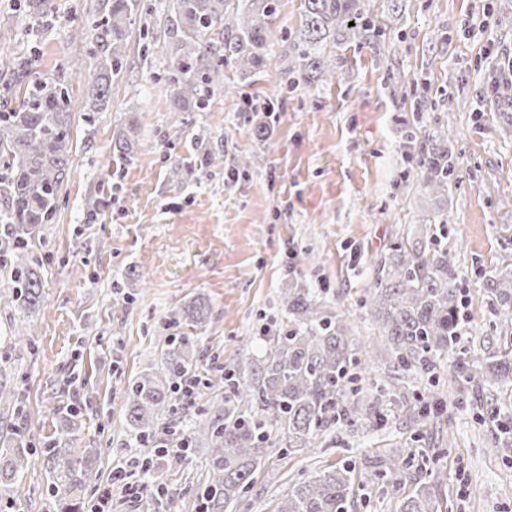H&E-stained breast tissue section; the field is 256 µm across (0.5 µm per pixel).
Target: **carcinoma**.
<instances>
[{"mask_svg":"<svg viewBox=\"0 0 512 512\" xmlns=\"http://www.w3.org/2000/svg\"><path fill=\"white\" fill-rule=\"evenodd\" d=\"M278 0H174V17L161 34L172 50L166 85L175 103L204 110L214 104L224 79V64L246 72L265 63L270 25ZM148 26L142 0H96L95 8L73 32L90 34L82 71L72 63L51 74L32 77L28 66L16 69L0 99V196L7 203L12 233L0 242L9 256L15 301L30 309L43 301L44 285L32 255V233L55 216L63 183L70 175L71 115L85 100L83 116L93 121L107 102L112 85L122 78L127 41L133 26ZM343 33L349 40L375 43L384 35L365 16L360 0H303L300 25L286 54L292 70L307 85L326 82L336 73V59L325 57L328 41ZM81 73L82 94H74L71 73ZM425 188L436 195L448 191L455 163L448 136L442 133L419 151ZM445 234L430 224L401 239L376 265L370 315L382 329L392 352L393 371L431 374L440 358L456 350L462 293ZM494 322L512 324V269L486 274ZM288 322L265 334L262 355L246 377L231 368L204 381L196 377L200 362L193 336L171 339L160 371L132 380L124 392L126 420L135 437L155 451L142 463L144 487L171 461L166 443L157 440L156 422L179 405L192 407L198 394L184 396L192 383L224 387V419L193 421L180 436L188 449L204 441L212 448L208 481L194 495L195 512H223L242 501L271 449L290 453L313 447L317 437L341 424L353 428L371 421L356 399H344L351 367L366 365L367 349L357 345L344 320L326 316L307 288H290L281 298ZM203 310L182 308L176 324L197 328ZM448 382L462 392L470 387L512 391V354L492 353L482 359L465 350L448 366ZM439 395L414 397L413 421L437 422ZM57 438L46 443L44 463L53 475L51 494L80 512L86 495L88 463L70 453ZM32 447L26 428L13 432L12 451L0 454V487L23 495V476ZM430 469V459H416L404 448L374 465L372 475L398 496L399 512H443L431 485L411 475ZM361 469L344 461L294 484L275 512H348Z\"/></svg>","mask_w":512,"mask_h":512,"instance_id":"1","label":"carcinoma"}]
</instances>
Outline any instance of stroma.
Instances as JSON below:
<instances>
[{"label":"stroma","mask_w":512,"mask_h":512,"mask_svg":"<svg viewBox=\"0 0 512 512\" xmlns=\"http://www.w3.org/2000/svg\"><path fill=\"white\" fill-rule=\"evenodd\" d=\"M95 0H44L42 15L0 0V87L18 60L32 75L85 61L73 36L76 17ZM383 29L375 44L327 43L336 72L327 83L297 81L280 38L298 26L301 0H279L268 63L259 72L224 68V101L180 112L159 83L164 43L144 49L132 35L125 74L107 107L86 125L71 117V174L51 223L38 225L33 252L44 267L45 299L31 312L13 300L0 268V387L17 392L15 417L0 405V445L24 424L34 452L29 499L0 498V512H61L39 452L60 436L76 454L96 449L91 488L112 490L114 512H191V492L207 476L211 450L198 444L167 464L162 497L127 499L112 472L133 470L148 447L129 431L126 385L161 366L176 310L200 299L208 318L195 332L203 372L260 356L264 326L285 323L280 299L292 285L310 289L328 316L351 328L355 343L378 339L365 304L376 265L391 244L441 219L466 296L460 345L478 357L512 345V327L492 329L485 272L512 268V128L483 89L496 54L512 53V0H362ZM280 98L278 112H247L245 102ZM448 133L457 176L444 197L424 188L420 145ZM129 136L131 159L112 155ZM223 162L206 164L208 154ZM255 158L249 171L241 160ZM32 336L34 349L16 346ZM379 371H360L362 402L382 422L332 428L314 447L265 459L244 502L232 512H274L290 483L342 459L407 448L444 449L431 482L452 512H512V396L486 387L455 393L447 373H410L408 390L444 393L443 428L416 424L396 395H376ZM77 418H69L71 408ZM496 408L489 417L488 408Z\"/></svg>","instance_id":"obj_1"}]
</instances>
